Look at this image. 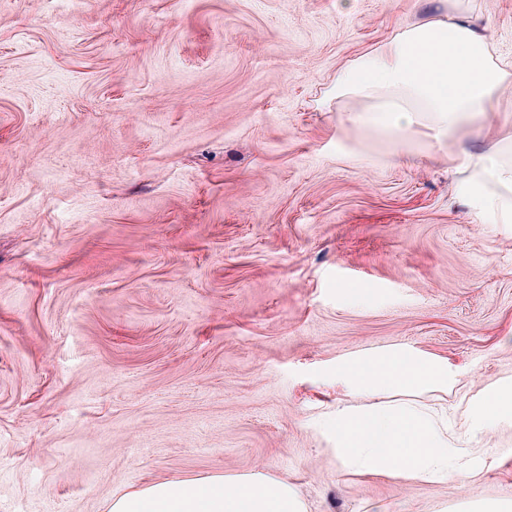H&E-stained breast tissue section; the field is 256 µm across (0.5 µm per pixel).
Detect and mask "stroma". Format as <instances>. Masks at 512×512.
<instances>
[{"mask_svg":"<svg viewBox=\"0 0 512 512\" xmlns=\"http://www.w3.org/2000/svg\"><path fill=\"white\" fill-rule=\"evenodd\" d=\"M460 3L512 62V0H0V512L259 471L307 512L512 500V425L470 484L344 471L315 427L361 352L512 376V226L454 192L484 140L400 160L330 98Z\"/></svg>","mask_w":512,"mask_h":512,"instance_id":"stroma-1","label":"stroma"}]
</instances>
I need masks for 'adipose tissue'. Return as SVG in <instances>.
<instances>
[{
    "label": "adipose tissue",
    "mask_w": 512,
    "mask_h": 512,
    "mask_svg": "<svg viewBox=\"0 0 512 512\" xmlns=\"http://www.w3.org/2000/svg\"><path fill=\"white\" fill-rule=\"evenodd\" d=\"M512 64L496 59L464 11L403 26L336 81V94L363 101L347 113L361 127L382 117L402 140L416 136L437 148L471 132L488 147L453 162L464 178L459 196L492 224H512V138L500 137L497 115L508 105ZM347 394L366 398L322 417L342 465L406 482H464L479 474L487 449L471 447L479 433L512 421V377L466 399L459 420L426 404L460 382L447 362L409 349L359 354L326 373ZM109 512H306L280 477L265 472L156 481L114 498Z\"/></svg>",
    "instance_id": "1"
}]
</instances>
